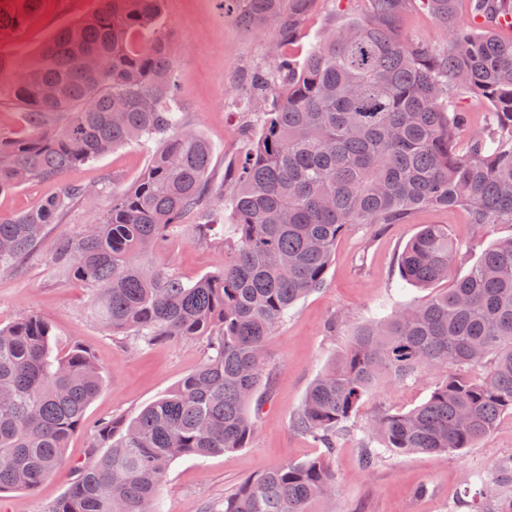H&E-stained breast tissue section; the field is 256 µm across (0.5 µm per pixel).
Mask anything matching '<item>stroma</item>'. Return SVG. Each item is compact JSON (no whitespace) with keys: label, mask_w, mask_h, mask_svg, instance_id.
I'll return each mask as SVG.
<instances>
[{"label":"stroma","mask_w":512,"mask_h":512,"mask_svg":"<svg viewBox=\"0 0 512 512\" xmlns=\"http://www.w3.org/2000/svg\"><path fill=\"white\" fill-rule=\"evenodd\" d=\"M96 6V0H43L36 14L0 39V53L27 64L56 30L76 23ZM368 8V0H313L296 38L286 44V54L303 61L333 29L364 16ZM401 25L409 39L437 46L448 41L446 30L420 0H411ZM159 29L173 51L179 84L176 106L184 122L212 145L208 179L213 187H223L229 168L247 147L243 126L259 124L268 108L267 102L251 95L249 77L269 67L278 26L268 21L257 30L245 28L220 0H163ZM156 150L152 143H131L71 169L65 181L89 186L91 194L69 210L60 225L51 227L20 271L0 273V327L39 315L53 325L59 346L77 341L87 347L105 379L70 442L64 467L36 491L1 492L0 512H50L66 491L74 466L86 461L92 433L101 421L136 415L207 358L201 338L133 348L128 338L112 335L94 317L91 288L62 278L52 264L60 236L79 238L99 221L113 191L133 186ZM59 188L56 182L33 181L0 194V216L33 210ZM428 224L447 225L460 245L451 271L455 278L465 275L491 244L512 236L510 224L478 228L464 211L431 207L413 211L400 224L352 226L336 244L322 287L291 309L270 339L272 386L255 417L251 443L219 456L176 460L158 492L159 512H204L207 504L223 499L246 478L316 457L323 458L335 476V493L324 512H448L472 473L490 472L497 460L512 455V415L507 413L490 435L462 453L390 455L373 470L363 471L357 448L365 428L382 412H405L424 402L429 385L423 377L379 382L352 418L349 433L337 439L335 450L317 447L292 426L309 385L347 349L358 326L430 296V289L403 287L397 266L404 246ZM148 260L191 283L216 271L225 253L219 245L179 232ZM422 485L428 495L415 496Z\"/></svg>","instance_id":"stroma-1"}]
</instances>
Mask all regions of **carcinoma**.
Here are the masks:
<instances>
[{"instance_id":"obj_1","label":"carcinoma","mask_w":512,"mask_h":512,"mask_svg":"<svg viewBox=\"0 0 512 512\" xmlns=\"http://www.w3.org/2000/svg\"><path fill=\"white\" fill-rule=\"evenodd\" d=\"M312 0H249L240 22L278 25L270 71L251 77L271 96L259 133L232 171L229 200L208 188L211 144L171 102L178 84L169 42L157 34L162 0H101L18 67L0 54V103L26 112L28 132H0V193L35 180L60 183L35 210L0 217V272L18 271L52 224L88 194L64 181L72 167L114 148L159 149L137 183L112 192L101 221L59 243L60 276L95 291L92 312L112 334L153 345L204 337L206 361L137 415L96 430L87 462L50 512H156L171 464L246 447L251 405L268 382L267 347L289 310L323 284L336 241L355 224H399L416 208H463L471 223L512 224V37L494 26L512 0H422L448 44L412 42L399 20L410 0H371L370 13L330 33L301 63L283 52ZM40 0L0 6V30L18 27ZM97 58L91 72L83 64ZM480 97L486 126L457 143L459 103ZM232 212L223 267L194 283L150 266L146 255L183 229L190 211ZM460 248L428 224L399 257L404 282L448 280ZM482 368L475 378L471 372ZM429 398L372 421L359 449L370 470L386 454H456L512 412V236L468 273L422 302L361 325L339 359L311 383L296 431L327 448L382 379L427 374ZM104 380L79 342L57 348L53 326L27 315L0 327V492L34 491L64 464L70 437ZM334 476L314 458L244 480L206 512H314ZM485 499L451 512H512V456L483 480Z\"/></svg>"}]
</instances>
